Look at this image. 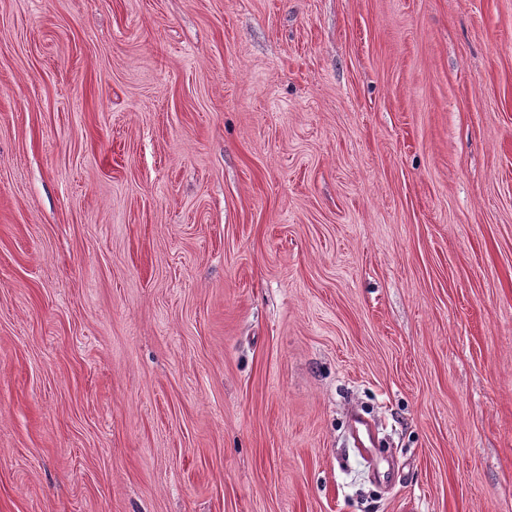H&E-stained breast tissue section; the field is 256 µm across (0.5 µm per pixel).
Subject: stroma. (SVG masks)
<instances>
[{"label":"stroma","mask_w":512,"mask_h":512,"mask_svg":"<svg viewBox=\"0 0 512 512\" xmlns=\"http://www.w3.org/2000/svg\"><path fill=\"white\" fill-rule=\"evenodd\" d=\"M0 512H512V0H0ZM351 433L357 445L356 450L359 455L366 460H372L376 447L370 425L357 415H354L352 417Z\"/></svg>","instance_id":"35a3bbf8"}]
</instances>
